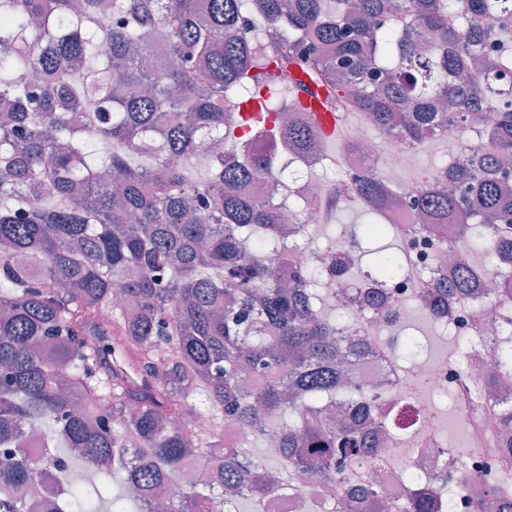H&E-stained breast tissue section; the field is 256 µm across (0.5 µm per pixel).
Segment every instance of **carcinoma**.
<instances>
[{
	"label": "carcinoma",
	"mask_w": 512,
	"mask_h": 512,
	"mask_svg": "<svg viewBox=\"0 0 512 512\" xmlns=\"http://www.w3.org/2000/svg\"><path fill=\"white\" fill-rule=\"evenodd\" d=\"M35 68L54 86L36 87ZM287 68L325 109L365 113L410 149L438 139L442 102L471 123V164L443 168L447 189L422 202L472 241L492 236L512 269V0H208L204 17L198 0H0V512H30L29 490L45 512H97L100 489L69 486V462L137 491L109 512H141L169 486L175 512H226L242 489L263 512L282 481L342 487L347 461L377 452L367 420L326 407L363 343L336 342L318 267L282 262L279 211L243 190L282 151L316 149L314 114L269 80ZM477 96L492 123L473 117ZM257 98L262 116L288 102L306 121L249 118L243 138L214 147ZM407 191L356 178L329 192L325 215L351 200L373 213ZM346 250L317 261L353 273L362 257ZM373 268L363 277L407 265L378 250ZM482 288L464 267L421 297L451 322ZM495 299L512 310V280ZM198 404L206 434L181 422ZM226 423L250 431L249 448L277 432L283 454L243 465L251 453L224 446ZM35 434L63 460L25 458ZM448 510L412 486L403 512Z\"/></svg>",
	"instance_id": "carcinoma-1"
}]
</instances>
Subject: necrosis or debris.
Instances as JSON below:
<instances>
[{
  "instance_id": "4bbe7bcc",
  "label": "necrosis or debris",
  "mask_w": 512,
  "mask_h": 512,
  "mask_svg": "<svg viewBox=\"0 0 512 512\" xmlns=\"http://www.w3.org/2000/svg\"><path fill=\"white\" fill-rule=\"evenodd\" d=\"M368 125L363 115L353 126L348 146L335 162L338 181L358 172L380 174L388 159L404 169L417 165V151L404 149L395 136L369 137ZM308 172L305 162L291 157L284 169L264 177L256 188L259 202L285 205L286 253L299 264L312 258L308 235L323 222L317 204L330 188L329 183L310 178ZM382 219L399 229L403 250L413 260L412 274L352 281L332 272L325 279L333 292H376L386 299L377 310L356 303L339 311L337 336L344 340L366 337L371 352L353 369L354 383L340 391L336 405L351 409L378 401L379 421L387 428L381 470L353 462L347 466V477L355 484L377 483L389 502L382 512H398L412 482L439 489L452 500L453 512H472L477 488L486 476L512 474V437L502 432L499 423L500 409L512 405V370L499 369L493 356L503 339L501 323L506 319L491 293L499 281L498 269L484 268L487 290L481 306H459L451 321L429 317L427 308L412 303L420 282L447 265L449 246L468 251V239L457 224L437 225L429 235L414 233L420 212L407 204L383 208ZM417 314L428 316L436 329L463 338L465 345L453 355L425 359L413 376L403 369L398 350ZM440 395L457 400L455 411L465 429L464 446L448 442L443 414L432 404ZM337 494L334 488L285 489L267 499L264 512H326Z\"/></svg>"
}]
</instances>
